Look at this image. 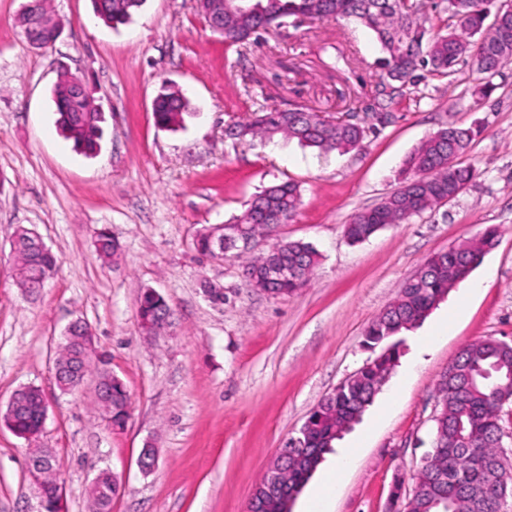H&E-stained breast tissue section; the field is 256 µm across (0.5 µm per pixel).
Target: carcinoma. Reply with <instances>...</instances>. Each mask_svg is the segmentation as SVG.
<instances>
[{"label":"carcinoma","mask_w":512,"mask_h":512,"mask_svg":"<svg viewBox=\"0 0 512 512\" xmlns=\"http://www.w3.org/2000/svg\"><path fill=\"white\" fill-rule=\"evenodd\" d=\"M145 0H93L98 17L116 28L128 23ZM252 9L224 12V44L243 54L251 33H259L273 22L297 14L322 22L351 20L372 32L384 57L380 59L391 92L377 98L374 112H385L403 87L424 70L433 78L445 79L467 51H473L480 74L475 93L486 97L495 90L492 79L512 62V10H494L486 0H447L444 26L427 25L426 0H250ZM53 101L60 133L80 151H97L103 136L101 113L90 107L87 98L73 94L67 80L54 85ZM189 100L179 90L165 89L156 97L157 125L169 130L184 126ZM355 111L346 105L344 118L327 120L309 107L264 108L246 123H236L244 136L272 140L281 135L321 152L347 153L359 149L367 136L364 125L350 120ZM474 138L470 128L443 127L420 143L403 161L398 187L378 205L357 212L344 225L352 243L369 239L379 230L407 224L414 217L448 203L451 196L471 183L476 169L461 162ZM300 202L297 183L285 181L255 195L236 219L239 233H265L274 240L267 254L247 257L238 245L227 244L224 252H236L243 259V285L254 283L278 296L293 295L311 281L319 254L313 245L302 241L276 240L278 225L269 218L295 215ZM498 230L487 228L476 243L432 255L420 267V276L407 280L397 298L365 329L364 343L374 347L420 324L448 293L453 284L463 282L497 242ZM17 250L15 281L23 292L51 278L57 258L44 251L26 227L14 232ZM119 245L105 230L98 232L96 252L107 261ZM273 266L285 269L268 277ZM169 306L151 289L145 290L138 306L142 330L153 333L155 322L167 315ZM78 323L63 337L57 356L59 366L80 361L91 363L94 341L85 340ZM398 359L397 345L388 347L353 376L337 386L310 413L299 432L298 444L279 457L288 487L305 485L323 455L332 450L338 433L355 423L374 400ZM110 395L108 425L125 426L129 395L119 379L106 371L99 373ZM437 408L433 418V446L416 465L411 475L412 490L404 512H500L493 491L509 472L500 448L503 396L512 395V344L484 338L467 344L448 365L435 386ZM20 415L13 431L24 434L42 432L47 411L42 389L26 385L18 397ZM56 460L50 458L42 488L54 505ZM117 485L112 475L102 476L93 499L94 512H112V496Z\"/></svg>","instance_id":"cac0c4a2"}]
</instances>
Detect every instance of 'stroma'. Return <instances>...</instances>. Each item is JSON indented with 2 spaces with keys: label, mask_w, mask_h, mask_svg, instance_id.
<instances>
[{
  "label": "stroma",
  "mask_w": 512,
  "mask_h": 512,
  "mask_svg": "<svg viewBox=\"0 0 512 512\" xmlns=\"http://www.w3.org/2000/svg\"><path fill=\"white\" fill-rule=\"evenodd\" d=\"M24 0H0V411L24 384L43 389L49 407L33 441L0 422V512H40L27 469L28 447L60 464L66 512H89L86 488L109 469L122 489L112 512H247L255 484L319 401L376 356L366 327L393 302L431 255L498 229V243L472 272L481 291L452 288L426 320L397 337L399 357L372 404L326 454L291 512L309 498L345 450L355 460L332 485L323 512H390L432 444L440 374L466 344L512 343V65L495 90L472 94L478 74L464 59L454 75L421 79L370 122L361 149L319 153L297 141L231 140L224 128L261 107L302 102L339 115L363 108L381 82V53L356 24L309 22L261 33L244 52L226 48L205 26L197 0H145L126 25L106 26L93 0H51L64 21L52 48L31 49L18 26ZM333 42L350 65L333 69L319 47ZM101 97V148L76 151L55 124L59 68ZM180 89L190 115L177 131L158 127L152 103L162 86ZM473 128L464 163L473 184L450 203L350 244L344 226L397 185L405 157L438 129ZM301 199L280 225L286 240L312 243L319 264L307 288L270 296L244 287L241 262L198 252L197 234L230 224L251 197L284 180ZM34 228L58 257L36 297L13 277L17 226ZM120 249L95 252L100 229ZM224 290L212 303L205 283ZM164 296L171 324L145 335L138 299ZM86 321L98 353L129 394L123 429L108 428L90 389L63 394L53 360L65 328ZM153 442L157 463L142 473Z\"/></svg>",
  "instance_id": "1"
}]
</instances>
